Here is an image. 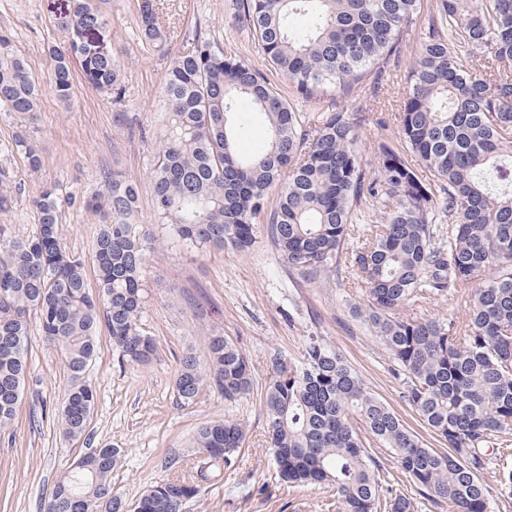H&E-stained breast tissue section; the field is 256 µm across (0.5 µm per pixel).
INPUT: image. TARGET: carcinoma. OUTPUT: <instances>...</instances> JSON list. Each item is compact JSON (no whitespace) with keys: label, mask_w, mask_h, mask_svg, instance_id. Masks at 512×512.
<instances>
[{"label":"carcinoma","mask_w":512,"mask_h":512,"mask_svg":"<svg viewBox=\"0 0 512 512\" xmlns=\"http://www.w3.org/2000/svg\"><path fill=\"white\" fill-rule=\"evenodd\" d=\"M252 37L296 95L334 97L305 116L266 74L204 37L173 59L163 97L165 135L151 184L155 208L191 246L239 251L255 242L266 213L272 242L302 279L353 268L365 288L359 315L384 346L404 398L448 445L423 443L371 393L343 356L312 336L301 359L270 357L267 443L283 481L324 486L336 512H414V499L383 484L366 447L370 435L388 448L420 493L448 512H491L492 489L480 479L486 450L512 431V0H435L408 90L397 113L398 149L377 143V170L366 169L359 128L369 117L339 104L384 85L385 65L400 59L405 33L419 23L422 0H242ZM59 26L69 47H48L50 69L35 81L27 60L0 31V107L31 118L43 92L72 97V65L86 82L118 102L123 71L90 36L106 35L91 0H72ZM141 35L160 45L151 0H143ZM267 140L243 154L238 140L253 116ZM24 155L42 167L26 134L0 143V155ZM282 184L265 211L268 190ZM139 186L112 176L106 192L85 201L100 214L93 262L97 288L86 287L85 261L61 243L62 200L54 184L33 200L37 224L17 238L0 224V431L8 430L25 389L31 315L59 347L70 385L59 422L81 437L95 405L88 370L97 329L105 323L122 359L145 363L155 351L140 329L145 255L150 234L136 223ZM379 204L383 217L367 215ZM448 225V243L438 225ZM356 246L349 247L350 240ZM471 289L466 323L409 320L405 305ZM252 385L244 353L221 334L201 356L189 350L175 387L193 404L207 386L232 402ZM245 439L237 421L202 424L194 445L209 449L196 476L146 489L134 507L112 488L120 449L94 448L59 477L43 512H178L201 483L233 464Z\"/></svg>","instance_id":"carcinoma-1"}]
</instances>
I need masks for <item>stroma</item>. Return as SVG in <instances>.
Segmentation results:
<instances>
[{
    "label": "stroma",
    "instance_id": "stroma-1",
    "mask_svg": "<svg viewBox=\"0 0 512 512\" xmlns=\"http://www.w3.org/2000/svg\"><path fill=\"white\" fill-rule=\"evenodd\" d=\"M106 15L113 56L125 72L126 94L112 104L75 72L69 103L44 93L33 121L21 125L13 113L0 112V142L29 130L38 141L42 167L31 173L21 155H0L8 170L14 199L0 224L14 236L31 233L37 221L32 205L43 184H54L61 197H93L104 192L112 173L134 180L140 190L138 222L154 243L145 261V310L142 332L156 347L145 364L122 360L106 328H99L89 378L97 393L89 427L77 440H64L58 412L69 377L58 347L32 329L27 353L28 376L21 407L12 427L0 431V512H42L59 475L90 449L109 444L121 456L112 485L127 502L148 486L176 476L201 454L192 441L206 421L229 419L243 424L246 438L233 465L189 500L185 512H336L325 488L291 487L278 472L266 446L267 416L263 397L271 376L269 359L299 357L309 337L325 340L342 354L364 386L386 402L431 448L438 438L422 423L403 396V384L392 373V361L354 311L364 290L351 269L334 278L309 282L298 278L273 245L265 217H258L256 239L245 253L231 248H196L174 237L159 221L150 174L162 146V90L174 57L185 52L196 35L210 38L224 52L266 69L262 50L252 39L240 0H154L164 48L144 42L140 32L142 0H93ZM69 0H0V30L9 33L36 79H45L48 46H67L58 27ZM406 70H392L378 96L358 92L349 107L371 116L360 131L363 162L375 169V146L386 140L399 145L395 127L378 125L379 116L400 111L407 91ZM98 215L77 205H63L60 229L68 252L86 261L88 288L96 286L92 262ZM469 289L401 308L404 317L456 318L464 321ZM222 333L248 358L252 386L235 403L203 389L186 406L175 382L187 349L204 353L210 336ZM381 465L380 477L413 496L416 512H437L397 468L390 451L368 443Z\"/></svg>",
    "mask_w": 512,
    "mask_h": 512
}]
</instances>
